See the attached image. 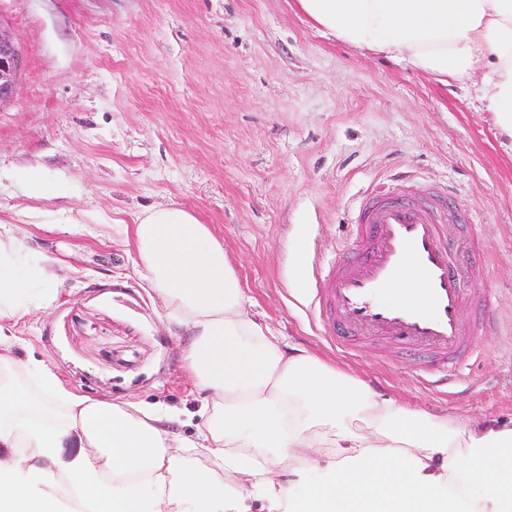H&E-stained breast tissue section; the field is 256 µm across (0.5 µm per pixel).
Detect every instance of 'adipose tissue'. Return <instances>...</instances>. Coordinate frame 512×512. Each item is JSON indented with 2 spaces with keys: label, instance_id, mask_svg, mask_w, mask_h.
<instances>
[{
  "label": "adipose tissue",
  "instance_id": "adipose-tissue-1",
  "mask_svg": "<svg viewBox=\"0 0 512 512\" xmlns=\"http://www.w3.org/2000/svg\"><path fill=\"white\" fill-rule=\"evenodd\" d=\"M297 3L354 48L473 82L512 138V0ZM110 229L187 336L196 438L174 431L175 416L75 392L0 342V512H236L235 484L287 512H512V421L422 415L281 344L246 313L223 241L182 205ZM67 269L0 225V328L51 308ZM192 446L204 463L185 461ZM319 456L324 477L295 495Z\"/></svg>",
  "mask_w": 512,
  "mask_h": 512
}]
</instances>
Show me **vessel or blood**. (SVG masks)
Segmentation results:
<instances>
[{"mask_svg":"<svg viewBox=\"0 0 512 512\" xmlns=\"http://www.w3.org/2000/svg\"><path fill=\"white\" fill-rule=\"evenodd\" d=\"M457 219V212L431 204L365 197L356 237L365 242L373 228L377 243L361 264L341 257L325 272L317 289L321 321L336 310L353 330L416 341L437 367L458 377L469 355L459 311L463 279L453 253L438 246L445 225ZM409 267L420 278L417 296L404 303L384 301L385 292Z\"/></svg>","mask_w":512,"mask_h":512,"instance_id":"vessel-or-blood-1","label":"vessel or blood"}]
</instances>
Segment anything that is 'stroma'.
<instances>
[{
  "mask_svg": "<svg viewBox=\"0 0 512 512\" xmlns=\"http://www.w3.org/2000/svg\"><path fill=\"white\" fill-rule=\"evenodd\" d=\"M25 51L0 106V223L72 267L52 308L9 337L66 386L175 413L199 408L159 296L93 219L178 203L212 227L249 299L285 341L438 417L512 419V152L470 82L441 83L314 26L296 0H0ZM36 169L55 193L30 196ZM458 195L478 223L447 234L472 254L464 315L491 334L451 387L385 336L336 346L312 284L355 238L363 191Z\"/></svg>",
  "mask_w": 512,
  "mask_h": 512,
  "instance_id": "1",
  "label": "stroma"
}]
</instances>
